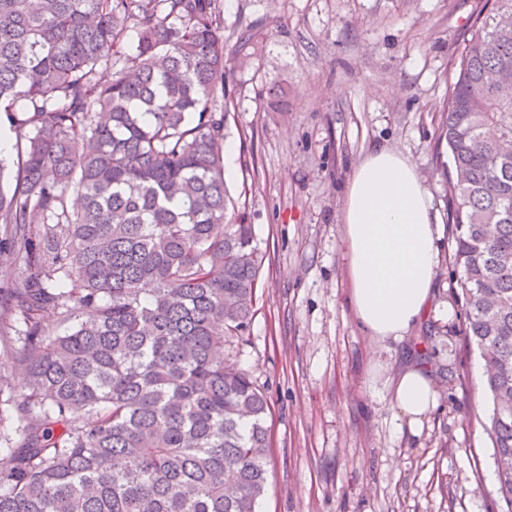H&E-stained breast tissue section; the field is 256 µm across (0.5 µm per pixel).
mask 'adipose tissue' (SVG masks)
Here are the masks:
<instances>
[{
    "label": "adipose tissue",
    "mask_w": 512,
    "mask_h": 512,
    "mask_svg": "<svg viewBox=\"0 0 512 512\" xmlns=\"http://www.w3.org/2000/svg\"><path fill=\"white\" fill-rule=\"evenodd\" d=\"M342 241L348 304L357 325L381 346L406 339L435 301L440 262L437 214L414 166L378 146L357 164L346 188ZM393 417L419 433L440 404L430 368L409 362L390 385Z\"/></svg>",
    "instance_id": "obj_1"
}]
</instances>
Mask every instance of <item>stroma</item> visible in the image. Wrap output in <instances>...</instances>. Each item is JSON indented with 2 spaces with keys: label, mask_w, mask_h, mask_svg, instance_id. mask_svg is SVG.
Masks as SVG:
<instances>
[{
  "label": "stroma",
  "mask_w": 512,
  "mask_h": 512,
  "mask_svg": "<svg viewBox=\"0 0 512 512\" xmlns=\"http://www.w3.org/2000/svg\"><path fill=\"white\" fill-rule=\"evenodd\" d=\"M493 0H217L232 66L227 178L262 263L256 312L224 358L267 397L268 486L259 512H512L497 494L483 364L459 328L448 264L413 338L380 348L346 301L345 189L375 146L406 156L448 251L447 148L439 107L474 19ZM430 366L440 406L420 433L396 430L388 369Z\"/></svg>",
  "instance_id": "35a3bbf8"
}]
</instances>
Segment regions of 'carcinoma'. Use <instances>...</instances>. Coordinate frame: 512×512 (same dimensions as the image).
I'll use <instances>...</instances> for the list:
<instances>
[{"instance_id":"cac0c4a2","label":"carcinoma","mask_w":512,"mask_h":512,"mask_svg":"<svg viewBox=\"0 0 512 512\" xmlns=\"http://www.w3.org/2000/svg\"><path fill=\"white\" fill-rule=\"evenodd\" d=\"M495 9L470 31L439 140L461 331L484 363L512 506V90L488 84L512 74V25L496 19L512 0ZM227 62L217 0H0V113L18 155L0 190L15 269L0 286V404L17 422L0 512H257L269 404L224 362L261 265L224 176ZM101 66L111 81L94 79Z\"/></svg>"}]
</instances>
